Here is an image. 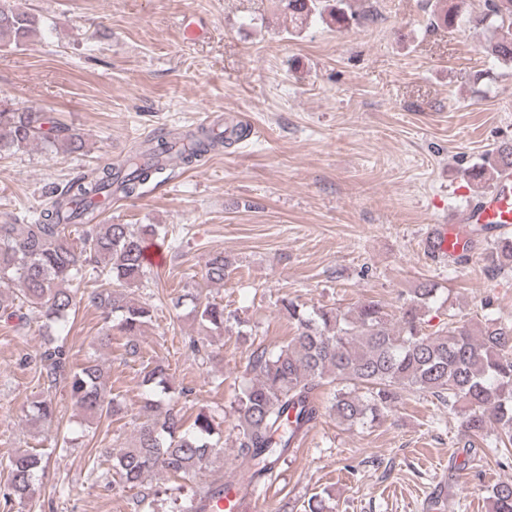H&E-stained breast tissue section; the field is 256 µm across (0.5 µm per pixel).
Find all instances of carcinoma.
<instances>
[{
  "label": "carcinoma",
  "instance_id": "1",
  "mask_svg": "<svg viewBox=\"0 0 512 512\" xmlns=\"http://www.w3.org/2000/svg\"><path fill=\"white\" fill-rule=\"evenodd\" d=\"M292 23L313 17L339 28L368 19L351 0H336L330 10L323 0H280ZM474 21L489 33L485 50L499 65L512 68V0H485V9L472 16L470 0H435L430 25L453 29ZM43 21L17 0H0V49L32 41ZM80 152L85 141L69 133L37 109L0 102V154H13L31 145ZM232 141L200 127L182 139L160 137L147 151L136 152L123 165L108 164L90 176H78L51 187L50 207L28 224H0V318H16L27 326L21 307L42 320L45 330L64 331L79 309L87 277L97 275L100 288L89 301L101 312L106 332L100 344L112 341V328L127 336L126 355L139 356L137 336L151 321L154 309L130 296L127 288L147 278L143 252L147 242L165 239L163 224H98L100 204L114 195L131 197L166 166L199 163L218 146ZM512 168V143H502L467 172L478 190ZM495 269L512 268V237L502 235L489 247ZM233 263L222 251L209 255L203 279L224 285ZM437 288L424 282L405 300L393 325L385 307L369 301L353 312L336 308L307 311L283 297L279 311L296 333L277 349L254 350L247 361V383L236 397L235 468L231 479L212 470L224 453V433L205 411L187 424L179 400L192 389L175 390L162 364L143 367L146 397L134 442L112 453V471L120 484L135 488L145 476L165 471L174 476H210L197 485L189 512H205V503L224 495L234 484L249 494L275 477L278 465L295 453L327 408L351 426L364 425L390 409L403 393H430L463 414V451L477 453L472 436L488 427L500 429L494 452L501 467H512V325L484 316V321H448L445 330L426 332L420 310L436 298ZM21 306H16V302ZM192 313L201 327L189 347L204 362L219 352L212 337L224 334L234 318L224 305L195 297ZM41 378L48 389L63 385L70 399L89 417L122 413V402L107 392L98 359L80 365L70 360L63 337L45 344L37 354ZM333 393L324 406V386ZM34 417L49 423L56 411L48 394L34 405ZM41 458L20 450L10 459L8 476L0 486V512H12L34 490ZM491 512H512V482L492 487Z\"/></svg>",
  "mask_w": 512,
  "mask_h": 512
}]
</instances>
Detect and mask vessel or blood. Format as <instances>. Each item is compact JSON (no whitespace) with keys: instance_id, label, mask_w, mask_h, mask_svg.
Here are the masks:
<instances>
[{"instance_id":"b4317fda","label":"vessel or blood","mask_w":512,"mask_h":512,"mask_svg":"<svg viewBox=\"0 0 512 512\" xmlns=\"http://www.w3.org/2000/svg\"><path fill=\"white\" fill-rule=\"evenodd\" d=\"M483 224L495 229L512 224V170L502 171L492 188L471 199L463 209L445 221L430 225L424 245L437 259L459 255L471 249V227ZM220 512H259L255 499L228 488L217 502Z\"/></svg>"}]
</instances>
